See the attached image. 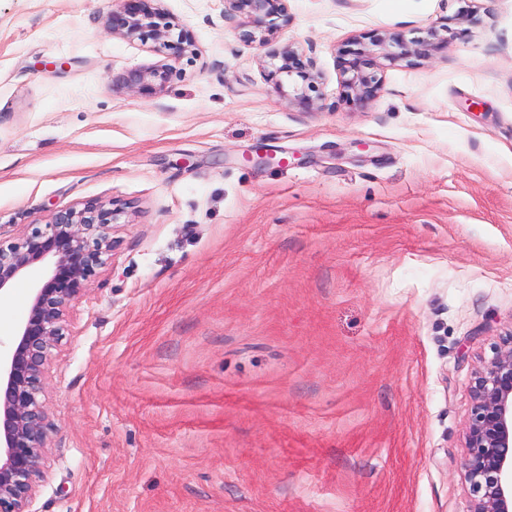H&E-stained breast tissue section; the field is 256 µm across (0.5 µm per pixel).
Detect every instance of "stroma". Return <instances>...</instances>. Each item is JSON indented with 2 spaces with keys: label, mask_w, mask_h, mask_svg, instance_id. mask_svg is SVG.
<instances>
[{
  "label": "stroma",
  "mask_w": 512,
  "mask_h": 512,
  "mask_svg": "<svg viewBox=\"0 0 512 512\" xmlns=\"http://www.w3.org/2000/svg\"><path fill=\"white\" fill-rule=\"evenodd\" d=\"M197 53L106 30L112 0H0V242L117 210L47 388L35 512H468L476 358L512 327V0H288L306 111L224 0H162ZM477 14L427 58L338 50ZM452 19H446L439 26L428 28L426 36L418 39H406L399 33H364L353 38L352 44L359 46L348 51L353 58L343 62L342 72L347 78L343 81V93L347 102L362 104L371 100L382 87V78L374 71H367L370 65L369 57L381 55L384 58L397 61L408 57L427 58L436 51L440 44L448 42V36L441 37L444 31L455 37V32L449 27ZM367 40V41H366ZM266 57L272 61L269 62L271 69L265 74L267 81L271 82L279 93L288 95V99L301 109H315L316 99L308 93L317 92L321 80L315 60L307 56L300 47L290 43L272 49ZM286 85L288 94L285 91ZM171 76L172 68L168 65L135 68L116 78L112 87L151 99L165 90Z\"/></svg>",
  "instance_id": "stroma-1"
}]
</instances>
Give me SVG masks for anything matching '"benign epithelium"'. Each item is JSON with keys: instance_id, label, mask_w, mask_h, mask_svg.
<instances>
[{"instance_id": "7a95c632", "label": "benign epithelium", "mask_w": 512, "mask_h": 512, "mask_svg": "<svg viewBox=\"0 0 512 512\" xmlns=\"http://www.w3.org/2000/svg\"><path fill=\"white\" fill-rule=\"evenodd\" d=\"M106 16L113 35L150 37L167 58L177 62L196 54L191 35L170 37L173 24L162 0H115ZM224 17L239 19V37L268 46L277 31L275 19L288 20L287 0H224ZM446 20L428 28L426 36L406 39L399 33H364L344 61L343 93L362 104L382 87V78L367 70L369 57L397 61L428 58L455 32ZM266 79L304 110H313L321 75L315 60L298 46L286 44L267 53ZM172 76L167 65L135 68L112 82L118 90L151 99L162 93ZM115 210L101 202L86 203L34 224L15 242H0V292L10 289L36 264L52 262L46 280L35 288L25 320L10 348L0 352V512H33L43 480V467L55 424L47 401L50 370L60 356L70 312L88 291L112 252ZM492 355L477 357L470 385L471 407L464 433L465 479L469 512H512V329L499 335Z\"/></svg>"}]
</instances>
